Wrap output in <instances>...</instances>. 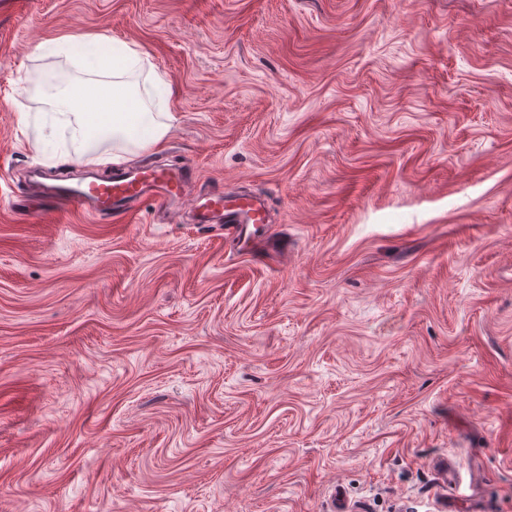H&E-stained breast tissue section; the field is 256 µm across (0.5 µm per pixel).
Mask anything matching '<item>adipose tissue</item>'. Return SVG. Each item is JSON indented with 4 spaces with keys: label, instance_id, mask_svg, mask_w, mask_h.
<instances>
[{
    "label": "adipose tissue",
    "instance_id": "1",
    "mask_svg": "<svg viewBox=\"0 0 512 512\" xmlns=\"http://www.w3.org/2000/svg\"><path fill=\"white\" fill-rule=\"evenodd\" d=\"M39 52L64 59L65 64L35 73L29 80L30 90L45 89L53 95L49 109L19 117L21 125L35 124L45 131L30 145L36 162L56 164L62 144L72 147L75 159L92 154L100 164L163 146L174 120L168 110L170 81L148 57L107 35L64 36L44 42ZM78 72L107 78L104 92L76 96L73 76ZM142 81L153 92L146 107L130 90ZM109 143L118 145V152L106 151Z\"/></svg>",
    "mask_w": 512,
    "mask_h": 512
}]
</instances>
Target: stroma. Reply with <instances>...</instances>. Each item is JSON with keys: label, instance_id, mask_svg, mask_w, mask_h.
I'll return each instance as SVG.
<instances>
[{"label": "stroma", "instance_id": "stroma-1", "mask_svg": "<svg viewBox=\"0 0 512 512\" xmlns=\"http://www.w3.org/2000/svg\"><path fill=\"white\" fill-rule=\"evenodd\" d=\"M171 81L176 205L30 207L38 47ZM266 198L272 249L195 223ZM456 481H449V468ZM512 512V0H0V512Z\"/></svg>", "mask_w": 512, "mask_h": 512}]
</instances>
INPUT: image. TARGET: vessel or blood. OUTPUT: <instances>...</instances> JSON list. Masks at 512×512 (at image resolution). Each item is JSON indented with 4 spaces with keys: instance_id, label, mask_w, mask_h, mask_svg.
<instances>
[{
    "instance_id": "vessel-or-blood-1",
    "label": "vessel or blood",
    "mask_w": 512,
    "mask_h": 512,
    "mask_svg": "<svg viewBox=\"0 0 512 512\" xmlns=\"http://www.w3.org/2000/svg\"><path fill=\"white\" fill-rule=\"evenodd\" d=\"M193 171L159 166L131 171L114 170L103 182L89 181L72 187L59 179L39 184L41 197L56 205L58 222H65L71 206L86 207L93 214H127L130 202L150 201L165 206L180 198L195 181ZM196 217L201 224H220L224 236L237 251L253 254L267 246L266 237L257 226L265 221V206L260 199L244 194L212 193L196 207Z\"/></svg>"
}]
</instances>
